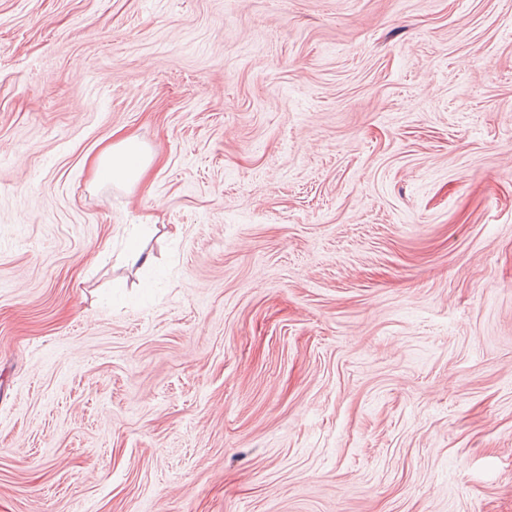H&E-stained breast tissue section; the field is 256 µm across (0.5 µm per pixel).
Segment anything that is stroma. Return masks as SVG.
<instances>
[{
  "instance_id": "stroma-1",
  "label": "stroma",
  "mask_w": 512,
  "mask_h": 512,
  "mask_svg": "<svg viewBox=\"0 0 512 512\" xmlns=\"http://www.w3.org/2000/svg\"><path fill=\"white\" fill-rule=\"evenodd\" d=\"M0 512H512V0H0ZM154 162V155L136 136L125 135L103 145L89 159L93 181L112 171V178L124 184H141Z\"/></svg>"
}]
</instances>
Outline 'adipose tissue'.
Masks as SVG:
<instances>
[{"label": "adipose tissue", "mask_w": 512, "mask_h": 512, "mask_svg": "<svg viewBox=\"0 0 512 512\" xmlns=\"http://www.w3.org/2000/svg\"><path fill=\"white\" fill-rule=\"evenodd\" d=\"M154 162L153 154L136 136L125 135L103 145L89 159V171L93 180H100L104 173L124 184L145 181Z\"/></svg>", "instance_id": "adipose-tissue-1"}]
</instances>
